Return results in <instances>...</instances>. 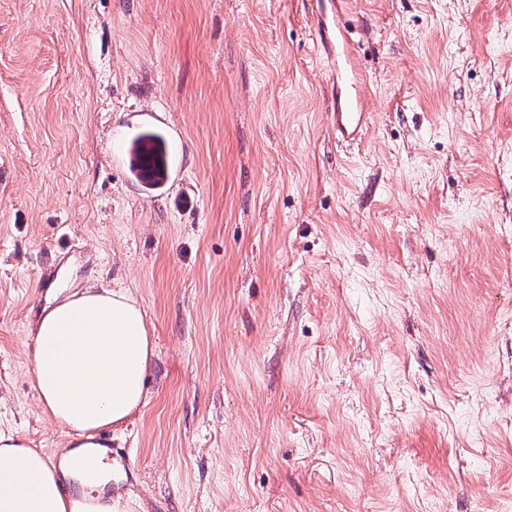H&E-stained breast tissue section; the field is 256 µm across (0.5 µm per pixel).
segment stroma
<instances>
[{
    "label": "stroma",
    "instance_id": "35a3bbf8",
    "mask_svg": "<svg viewBox=\"0 0 512 512\" xmlns=\"http://www.w3.org/2000/svg\"><path fill=\"white\" fill-rule=\"evenodd\" d=\"M314 11L0 0V430L68 447L28 344L100 283L153 340L132 512H512V0H351L353 141ZM133 145L150 144L154 152H156L160 158V165L157 167L156 172L153 175H145L143 173H137V176L143 180V182L151 187H157L162 184L166 179L168 173V151L165 139L163 136L153 130H144L140 132L135 139L132 141Z\"/></svg>",
    "mask_w": 512,
    "mask_h": 512
}]
</instances>
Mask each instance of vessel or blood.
<instances>
[{"mask_svg": "<svg viewBox=\"0 0 512 512\" xmlns=\"http://www.w3.org/2000/svg\"><path fill=\"white\" fill-rule=\"evenodd\" d=\"M348 0H329L320 8L317 30L332 78L333 122L341 138L358 137L366 125L368 85L356 66L346 26Z\"/></svg>", "mask_w": 512, "mask_h": 512, "instance_id": "vessel-or-blood-1", "label": "vessel or blood"}]
</instances>
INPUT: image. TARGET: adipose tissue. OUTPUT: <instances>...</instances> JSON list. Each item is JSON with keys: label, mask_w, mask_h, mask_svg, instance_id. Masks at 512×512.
I'll return each instance as SVG.
<instances>
[{"label": "adipose tissue", "mask_w": 512, "mask_h": 512, "mask_svg": "<svg viewBox=\"0 0 512 512\" xmlns=\"http://www.w3.org/2000/svg\"><path fill=\"white\" fill-rule=\"evenodd\" d=\"M43 411L73 438L58 462L0 431V512H124L97 433L141 406L153 356L145 314L123 290L89 286L48 302L31 337Z\"/></svg>", "instance_id": "1"}]
</instances>
